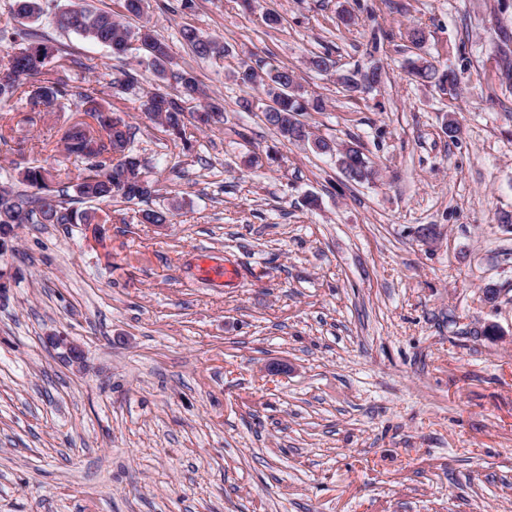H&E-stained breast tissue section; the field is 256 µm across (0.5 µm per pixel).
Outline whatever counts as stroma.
<instances>
[{
    "instance_id": "obj_1",
    "label": "stroma",
    "mask_w": 512,
    "mask_h": 512,
    "mask_svg": "<svg viewBox=\"0 0 512 512\" xmlns=\"http://www.w3.org/2000/svg\"><path fill=\"white\" fill-rule=\"evenodd\" d=\"M144 18L224 121L174 146L139 110L155 77L136 53L36 22L48 77L97 83L175 217L138 223L117 197L100 229L27 224L0 257L21 274L0 300V512H512V0H148ZM185 24L227 56L192 54ZM325 51L382 83L346 91L308 68ZM421 53L458 72L457 97L412 80ZM244 61L293 70L326 102L304 121L359 140L377 179L349 183L240 111ZM84 119L10 103L0 167L68 185L60 138ZM48 343L56 348L63 350L62 357L69 365L74 366L76 369L83 367V360L81 358L82 352L79 345L72 341L69 336L60 334H53L47 336Z\"/></svg>"
}]
</instances>
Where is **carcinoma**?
I'll return each mask as SVG.
<instances>
[{
	"label": "carcinoma",
	"instance_id": "obj_1",
	"mask_svg": "<svg viewBox=\"0 0 512 512\" xmlns=\"http://www.w3.org/2000/svg\"><path fill=\"white\" fill-rule=\"evenodd\" d=\"M146 0H121L122 12L113 14L99 10L88 0H75L54 14L55 24L83 38L107 47L113 56L120 57L137 43L140 62L147 65L161 82L174 81V92L157 90L144 97L140 111L152 122L161 124L174 145L192 147L188 126L199 130L224 119V106L216 98H208L203 111L188 123L183 103L203 95V90L190 71L173 73L168 45L155 37L150 28L130 21L142 20ZM11 11L21 21H38L44 14V0H12ZM181 39L199 58L226 52V48L211 38H204L189 25L180 30ZM10 48H25V55L9 56L0 66L15 74L9 81L0 80V105L26 96L31 111L42 105L59 110L76 104L84 108L98 126L101 136L92 135L86 127L75 124L63 136L67 156L84 162L75 176V195L69 196L53 189L49 171L40 165L16 164L14 173L0 185V242L11 244L18 238V229L25 224H105L111 217L98 214L96 204L116 196L127 202L147 203L158 192L155 182L144 177L139 156L130 147L132 126L123 117L99 101V90L89 82L76 84L70 78H47L43 68L54 52L45 35L20 28L0 29V42ZM309 69L318 74L336 73V81L349 92H356L355 80L360 69L339 70L332 55L324 52L308 58ZM408 73L418 81L455 95L459 85L458 73L431 58L417 56L407 62ZM230 79L246 90H260L272 104H254L253 98L242 97L238 106L243 112L258 110L264 121L282 139L302 144L319 155L335 159L336 167L354 183H369L377 176L373 163L363 152L358 140L338 145L319 135L300 129L299 116L304 112H323L325 102L308 95L293 71L287 68L254 66L241 63L230 72ZM172 211L164 208L139 210L142 224H169Z\"/></svg>",
	"mask_w": 512,
	"mask_h": 512
}]
</instances>
